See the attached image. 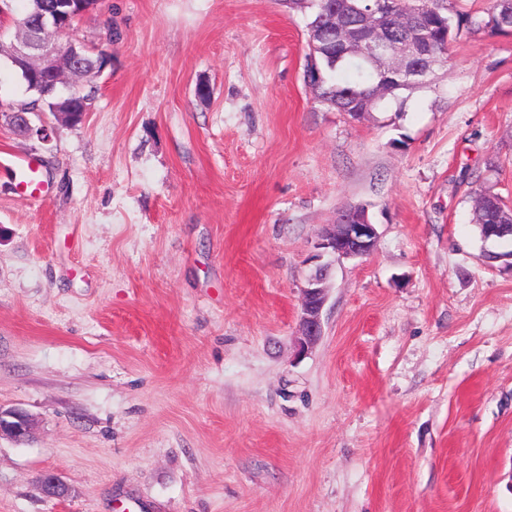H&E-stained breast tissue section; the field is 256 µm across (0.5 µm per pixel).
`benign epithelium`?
Masks as SVG:
<instances>
[{"instance_id":"1","label":"benign epithelium","mask_w":512,"mask_h":512,"mask_svg":"<svg viewBox=\"0 0 512 512\" xmlns=\"http://www.w3.org/2000/svg\"><path fill=\"white\" fill-rule=\"evenodd\" d=\"M99 0H62L61 4L40 19L36 27L19 34L12 42L7 59L24 68L30 74L45 73L53 82L64 89L65 100L50 109L57 119L65 124L84 120L86 111L77 112L71 99L83 94L77 81L87 75V71L76 65L75 60L82 53L90 51L86 44L62 37L73 30L75 21L97 8ZM383 9L363 13L356 26L342 24L337 29L336 43L342 54L357 57L366 63L382 69L374 97L380 98L388 91L391 77L399 78L403 84L414 85L418 77L428 75L437 60L419 54L418 11L406 3L400 4L399 22L402 27V43L397 53H386L389 33L382 26L379 14ZM39 107L20 106L12 113L13 130L21 136H37L47 141L50 131L47 125L32 124L31 113L39 112ZM378 241L376 225L372 223L369 210L364 205H354L342 209L335 221L326 224L316 242V260L319 264L310 273L302 288V304L296 336L297 352L309 351L323 334L321 312L327 300V281L333 262L343 259H362L375 249ZM329 260L322 261L324 256ZM33 420L19 409L0 408V437L6 436L16 442L29 439ZM43 489L50 498H63L68 494V486L54 473L43 477Z\"/></svg>"}]
</instances>
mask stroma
Instances as JSON below:
<instances>
[{"label":"stroma","instance_id":"35a3bbf8","mask_svg":"<svg viewBox=\"0 0 512 512\" xmlns=\"http://www.w3.org/2000/svg\"><path fill=\"white\" fill-rule=\"evenodd\" d=\"M311 16L100 0L71 32L111 56L85 119H0V408L33 420L0 439V512H512V269L472 222L480 189L512 204V34L462 30L357 120L303 81ZM352 203L376 247L297 355ZM41 108L36 107H24L20 106L16 111L11 113L13 117L12 129L21 136H33L36 135L43 141H48L50 137V131L47 125L41 124L39 126L32 124L31 113L41 112ZM16 177L18 182L16 188L23 195H37V191L45 195L46 190L43 188V181L39 177V167L32 160H25L17 165ZM378 241L375 224L364 205L342 209L333 224H326L318 235L315 255L317 261L327 255L332 259L319 263L302 288V304L296 345L298 354L309 351L323 334L321 312L327 300V281L333 262L343 259H362L370 255Z\"/></svg>","mask_w":512,"mask_h":512}]
</instances>
